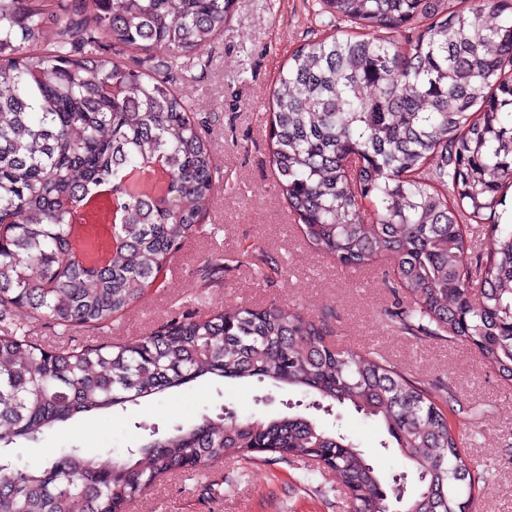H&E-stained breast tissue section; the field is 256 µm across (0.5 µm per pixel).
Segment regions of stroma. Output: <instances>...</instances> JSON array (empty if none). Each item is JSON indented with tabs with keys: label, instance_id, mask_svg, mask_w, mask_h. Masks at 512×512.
<instances>
[{
	"label": "stroma",
	"instance_id": "35a3bbf8",
	"mask_svg": "<svg viewBox=\"0 0 512 512\" xmlns=\"http://www.w3.org/2000/svg\"><path fill=\"white\" fill-rule=\"evenodd\" d=\"M330 30L313 0H232L223 36L174 77L176 91L204 118L202 134L223 174L203 203L204 233L187 239L140 301L108 327L66 333L43 321L30 334L49 349L133 343L176 316L202 318L274 301L296 307L321 320L340 348L384 358L426 386L440 385L450 424L478 478L466 512H512V385L487 369L470 343L400 329L389 317L405 302L392 289V260L340 267L303 237L275 187L266 121L272 93L291 53L304 39ZM218 251L230 262L223 277L209 283L202 270ZM302 398L266 381L200 379L124 411L76 417L39 442L18 441L14 454L23 467L77 447L102 465L137 448L149 427L165 433L226 410L277 414ZM316 416L359 444L387 476L403 473L394 449L381 448L385 433L376 425L349 409ZM306 469V461L269 452L242 463L218 462L160 478L126 512H349L335 475L309 479Z\"/></svg>",
	"mask_w": 512,
	"mask_h": 512
}]
</instances>
